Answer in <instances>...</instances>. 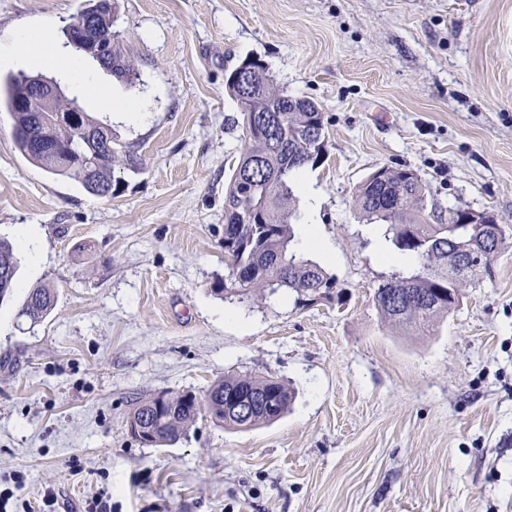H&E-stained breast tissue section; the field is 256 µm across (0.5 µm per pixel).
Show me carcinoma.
Masks as SVG:
<instances>
[{"mask_svg": "<svg viewBox=\"0 0 512 512\" xmlns=\"http://www.w3.org/2000/svg\"><path fill=\"white\" fill-rule=\"evenodd\" d=\"M68 43L84 45L95 35L73 25L64 30ZM100 66L116 81L133 87L139 82L135 65L121 49L112 52V62ZM32 84V76L19 75L5 84V105L13 120V135L20 152L44 170L79 183L90 190L91 181L112 182L117 165L138 168L137 156L105 143L90 150L82 126L57 131L42 125L37 112H16L14 101ZM228 94L239 104L244 121V148L224 193V256L228 268L239 272L233 279H218L212 291L240 301L264 291H279L295 297L300 304L325 292L336 282L316 260L298 252L294 244L292 219L296 216L295 179L309 164L321 162L326 154L324 115L319 105L305 99L291 111L294 97L280 88L267 70H247L237 82L226 84ZM317 120L321 150L309 139L312 120ZM355 204L369 224L388 225V240L418 261L411 273L400 271L379 283L372 301L385 323L429 329L448 316V275L459 256V239L446 224H433L427 213L426 187L417 172L409 168L382 167L355 191ZM471 246L486 252L491 265L506 249L512 237L497 218L472 226ZM19 266L14 245L0 238V302L13 294ZM54 292L49 287L33 289L19 316L34 326L52 311ZM244 390L274 402L284 415L292 400L288 385L265 377L227 375L213 383L206 394L230 397ZM187 394H169L177 412L157 430L155 445H169L193 425L201 409L186 401Z\"/></svg>", "mask_w": 512, "mask_h": 512, "instance_id": "1", "label": "carcinoma"}]
</instances>
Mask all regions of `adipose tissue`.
<instances>
[{
  "label": "adipose tissue",
  "instance_id": "1",
  "mask_svg": "<svg viewBox=\"0 0 512 512\" xmlns=\"http://www.w3.org/2000/svg\"><path fill=\"white\" fill-rule=\"evenodd\" d=\"M34 43L40 45L42 59L59 66L85 91L101 101H108L107 90L98 82L94 72L80 58L71 55L65 46L59 44L55 37L54 23L47 22L35 29L20 28L13 34V47L22 48Z\"/></svg>",
  "mask_w": 512,
  "mask_h": 512
}]
</instances>
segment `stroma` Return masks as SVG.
Masks as SVG:
<instances>
[{"mask_svg": "<svg viewBox=\"0 0 512 512\" xmlns=\"http://www.w3.org/2000/svg\"><path fill=\"white\" fill-rule=\"evenodd\" d=\"M88 4L0 0V46ZM114 6L140 85L102 76L109 105L66 93L143 161L116 194L28 160L0 108V237L21 258L0 305V512H86L101 493L112 512H512V254L434 331L389 325L372 294L396 267L353 203L376 169L408 167L435 218L469 207L512 229V0ZM248 57L325 116L294 231L317 226L342 302L211 290L242 136L226 77ZM44 284L56 304L33 326L18 312ZM228 374L284 382L289 412L242 431L204 413L170 446L130 435L137 398Z\"/></svg>", "mask_w": 512, "mask_h": 512, "instance_id": "35a3bbf8", "label": "stroma"}]
</instances>
